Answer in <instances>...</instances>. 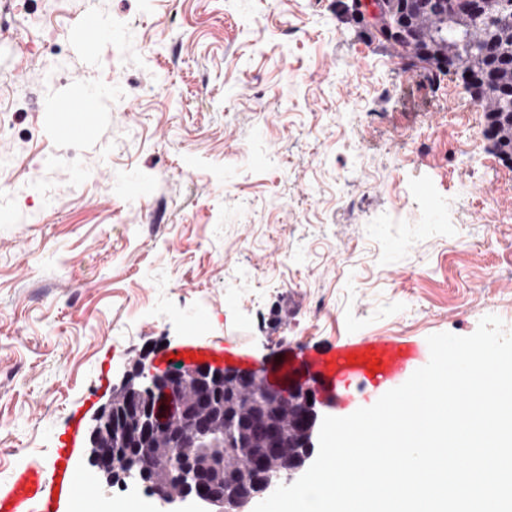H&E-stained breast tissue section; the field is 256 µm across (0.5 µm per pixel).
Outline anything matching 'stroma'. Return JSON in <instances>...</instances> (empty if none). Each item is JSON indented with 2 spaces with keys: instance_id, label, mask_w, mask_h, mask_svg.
Segmentation results:
<instances>
[{
  "instance_id": "stroma-1",
  "label": "stroma",
  "mask_w": 512,
  "mask_h": 512,
  "mask_svg": "<svg viewBox=\"0 0 512 512\" xmlns=\"http://www.w3.org/2000/svg\"><path fill=\"white\" fill-rule=\"evenodd\" d=\"M88 9L112 25L96 69L123 99L67 141L43 100L85 78L68 29ZM0 95L16 178L77 182L0 184V206L37 214L0 224V488L51 470L71 414L90 425L142 357L220 347L280 379L366 337L512 330V163L462 82L382 43L352 0H0ZM157 508L115 484L63 512Z\"/></svg>"
}]
</instances>
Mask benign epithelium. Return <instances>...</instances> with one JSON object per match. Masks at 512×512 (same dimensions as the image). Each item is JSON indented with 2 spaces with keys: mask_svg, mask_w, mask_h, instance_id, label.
<instances>
[{
  "mask_svg": "<svg viewBox=\"0 0 512 512\" xmlns=\"http://www.w3.org/2000/svg\"><path fill=\"white\" fill-rule=\"evenodd\" d=\"M481 7L482 0H386L385 11L387 22L410 54L426 56L421 21L437 13L451 17ZM252 384L263 398L275 400L284 410L298 411L303 428L296 433L295 443L313 447L312 436L328 397L310 380L297 379L281 387L255 369L199 363L180 370H158L143 357L124 373L93 420L87 448L90 469L108 486L118 480L144 487L161 512H171L178 505H203L212 512H244L245 507L256 506L278 486L292 484L311 454L292 457L285 477L257 459L250 476L224 480L230 447L224 442L228 415L214 392L222 387L231 395ZM127 414L136 416L141 433L143 448L135 458L116 447ZM280 426V415L265 411L252 423L248 438L258 435L276 448L281 445Z\"/></svg>",
  "mask_w": 512,
  "mask_h": 512,
  "instance_id": "benign-epithelium-1",
  "label": "benign epithelium"
}]
</instances>
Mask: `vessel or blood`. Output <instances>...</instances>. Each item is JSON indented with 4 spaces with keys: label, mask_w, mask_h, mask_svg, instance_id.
<instances>
[{
    "label": "vessel or blood",
    "mask_w": 512,
    "mask_h": 512,
    "mask_svg": "<svg viewBox=\"0 0 512 512\" xmlns=\"http://www.w3.org/2000/svg\"><path fill=\"white\" fill-rule=\"evenodd\" d=\"M110 24L99 13L87 11L70 29V39L95 63L99 39L109 35ZM46 110L52 115L55 134L66 140L93 136L100 115L112 109V91L73 83L63 92H49ZM429 360L421 344L393 337L365 338L336 345L314 355L300 357L299 367L337 400L353 401L387 387H398L408 370ZM80 443L78 424H71L70 438L58 448L52 472L27 467L16 471L8 488L0 492V512H61L74 498L91 499L94 484L76 479L71 458Z\"/></svg>",
    "instance_id": "1"
}]
</instances>
